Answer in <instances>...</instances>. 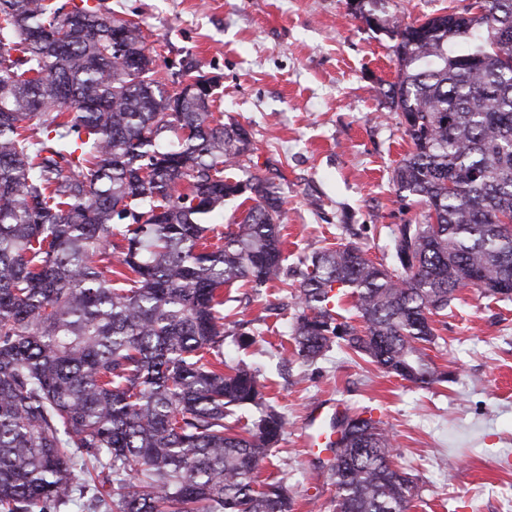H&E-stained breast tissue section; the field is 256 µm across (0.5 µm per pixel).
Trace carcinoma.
I'll list each match as a JSON object with an SVG mask.
<instances>
[{"label": "carcinoma", "mask_w": 512, "mask_h": 512, "mask_svg": "<svg viewBox=\"0 0 512 512\" xmlns=\"http://www.w3.org/2000/svg\"><path fill=\"white\" fill-rule=\"evenodd\" d=\"M381 93L410 150L393 172L422 224L387 261L352 243L312 253L293 356L343 347L403 381L447 383L427 347L459 289L512 284V0L387 23ZM140 24L88 0H0V512H292L260 476L285 417L224 357V289L281 280L284 200L248 172L251 140L216 97L167 89ZM252 202L217 239L224 202ZM126 287H112V280ZM353 300L356 325L340 313ZM334 512H408L418 486L391 436L347 414Z\"/></svg>", "instance_id": "carcinoma-1"}]
</instances>
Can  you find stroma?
Masks as SVG:
<instances>
[{
    "instance_id": "1",
    "label": "stroma",
    "mask_w": 512,
    "mask_h": 512,
    "mask_svg": "<svg viewBox=\"0 0 512 512\" xmlns=\"http://www.w3.org/2000/svg\"><path fill=\"white\" fill-rule=\"evenodd\" d=\"M139 22L170 78L190 62L219 82L225 119L251 134L259 175L285 204L288 266L343 242L380 260L398 225L426 207L398 196L392 172L410 148L381 86L395 81L393 42L354 17L348 0H104ZM300 314L281 283L224 291V320L255 342L231 362L257 368L270 405L288 421L263 472L284 478L292 512H333L329 453L310 454L306 418L338 403L379 421L419 496L410 512H512V300L467 287L438 324L429 354L451 383L422 388L331 348L301 363L291 329Z\"/></svg>"
}]
</instances>
